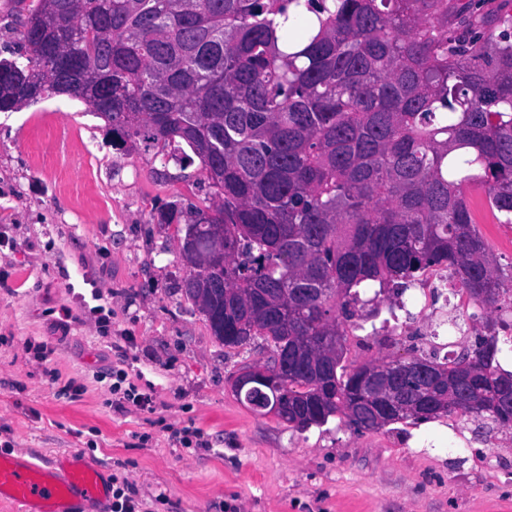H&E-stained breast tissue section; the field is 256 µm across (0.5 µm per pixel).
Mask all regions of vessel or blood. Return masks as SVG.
Instances as JSON below:
<instances>
[{"label":"vessel or blood","mask_w":512,"mask_h":512,"mask_svg":"<svg viewBox=\"0 0 512 512\" xmlns=\"http://www.w3.org/2000/svg\"><path fill=\"white\" fill-rule=\"evenodd\" d=\"M105 498L100 471L79 458L40 464L0 454V503L18 512H83L89 500Z\"/></svg>","instance_id":"b4317fda"}]
</instances>
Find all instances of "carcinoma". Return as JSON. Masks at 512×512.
I'll list each match as a JSON object with an SVG mask.
<instances>
[{
  "instance_id": "carcinoma-1",
  "label": "carcinoma",
  "mask_w": 512,
  "mask_h": 512,
  "mask_svg": "<svg viewBox=\"0 0 512 512\" xmlns=\"http://www.w3.org/2000/svg\"><path fill=\"white\" fill-rule=\"evenodd\" d=\"M485 2L16 0L24 51L0 60V112L67 95L114 143L145 140L162 161L189 148L211 199L185 225V294L219 342L296 355L277 420L363 432L454 416L481 436L512 427L498 360L512 338L354 363L345 336L357 305L433 267L453 271L473 320L501 300L465 194L512 224V8L477 14ZM408 362L435 376L403 379L406 408L367 417L384 405L369 370ZM235 396L263 416L274 401Z\"/></svg>"
}]
</instances>
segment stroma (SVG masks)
<instances>
[{
    "instance_id": "35a3bbf8",
    "label": "stroma",
    "mask_w": 512,
    "mask_h": 512,
    "mask_svg": "<svg viewBox=\"0 0 512 512\" xmlns=\"http://www.w3.org/2000/svg\"><path fill=\"white\" fill-rule=\"evenodd\" d=\"M208 193L198 165L113 148L80 101L0 112V452L75 453L128 478L147 512H512L510 428L485 442L454 417L296 431L234 396L267 352L213 336L184 294V235L158 221ZM346 348L360 363L425 353L428 339L361 333ZM117 369L151 408H110ZM187 427L208 448L177 447Z\"/></svg>"
}]
</instances>
